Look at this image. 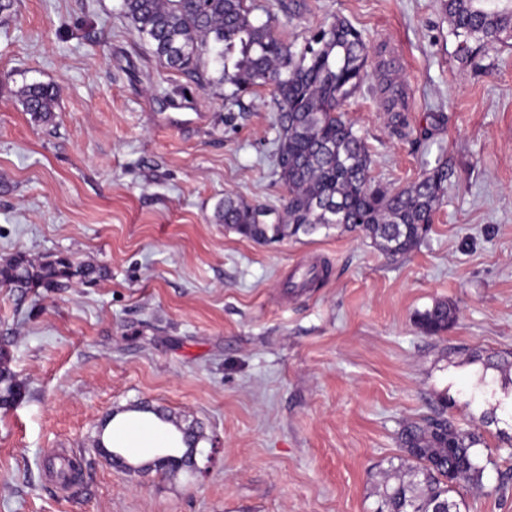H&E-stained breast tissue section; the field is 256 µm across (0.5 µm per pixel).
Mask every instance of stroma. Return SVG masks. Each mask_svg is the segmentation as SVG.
<instances>
[{"mask_svg": "<svg viewBox=\"0 0 512 512\" xmlns=\"http://www.w3.org/2000/svg\"><path fill=\"white\" fill-rule=\"evenodd\" d=\"M302 46L343 17L368 76L342 111L373 184L451 174L424 241L387 258L356 232L260 245L215 220L224 197L281 208L269 88L227 101L222 66L159 61L123 0H12L0 12V259L67 256L93 285L0 287V356L23 386L0 407V512H375L407 421L439 396L461 423L481 353L512 351V43L456 55L440 0H254ZM406 125L377 93L381 62ZM55 90L35 122L19 90ZM326 266L317 287L299 282ZM456 309L441 337L415 315ZM156 409L200 435L191 460L98 448L112 413ZM491 462L461 512H512V424L481 425Z\"/></svg>", "mask_w": 512, "mask_h": 512, "instance_id": "stroma-1", "label": "stroma"}]
</instances>
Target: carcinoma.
<instances>
[{"mask_svg": "<svg viewBox=\"0 0 512 512\" xmlns=\"http://www.w3.org/2000/svg\"><path fill=\"white\" fill-rule=\"evenodd\" d=\"M461 58L471 43L512 40V0H443ZM124 14L156 57L188 68L211 53L222 63L220 79L237 99L257 87L272 90L277 112L276 173L287 190L283 212L224 197L216 218L239 235L269 245L320 230L360 231L389 257L413 251L431 229L442 203L448 164L440 163L408 188L390 191L371 182L365 140L343 118L341 107L361 91L369 47L344 19L321 27L300 48L278 38L271 21L252 18L247 0H124ZM378 92L391 123L399 125L400 92L383 80ZM20 100L34 120L53 117L55 93L41 84L25 86ZM105 276L90 262L58 256L34 262L22 254L0 262V287L20 296L40 288L92 284ZM446 301L416 313L420 329L438 337L455 321ZM22 385L0 361V406L13 405ZM404 456L385 485L376 512H460L451 493L460 484L480 487L487 464L477 428H458L440 416L409 421L398 434Z\"/></svg>", "mask_w": 512, "mask_h": 512, "instance_id": "obj_1", "label": "carcinoma"}]
</instances>
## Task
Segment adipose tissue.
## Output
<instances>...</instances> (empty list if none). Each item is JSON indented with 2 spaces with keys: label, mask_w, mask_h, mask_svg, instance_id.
<instances>
[{
  "label": "adipose tissue",
  "mask_w": 512,
  "mask_h": 512,
  "mask_svg": "<svg viewBox=\"0 0 512 512\" xmlns=\"http://www.w3.org/2000/svg\"><path fill=\"white\" fill-rule=\"evenodd\" d=\"M104 443L113 448H178L182 434L176 424L152 414H117L104 432Z\"/></svg>",
  "instance_id": "ef3b65f1"
}]
</instances>
